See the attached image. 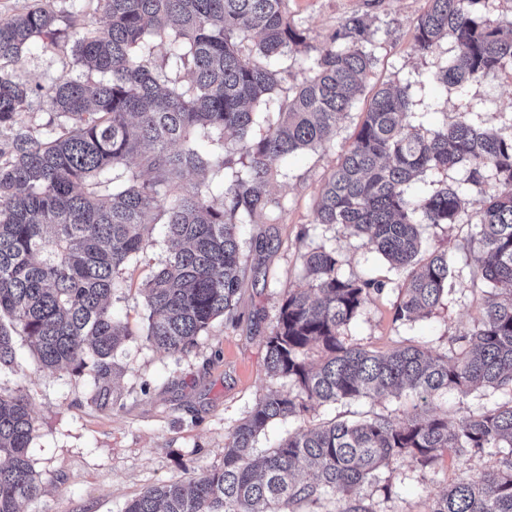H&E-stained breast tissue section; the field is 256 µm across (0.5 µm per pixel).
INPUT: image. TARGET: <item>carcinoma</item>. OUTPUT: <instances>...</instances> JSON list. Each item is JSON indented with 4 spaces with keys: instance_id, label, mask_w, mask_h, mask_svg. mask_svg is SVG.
Here are the masks:
<instances>
[{
    "instance_id": "obj_1",
    "label": "carcinoma",
    "mask_w": 512,
    "mask_h": 512,
    "mask_svg": "<svg viewBox=\"0 0 512 512\" xmlns=\"http://www.w3.org/2000/svg\"><path fill=\"white\" fill-rule=\"evenodd\" d=\"M480 0H428L414 26L426 54L452 38L456 55L434 75L445 87L512 68V27L489 24ZM100 30L73 28L77 64L97 81L62 78L47 92L49 135H33L20 116L33 90L8 66L35 39L63 37L43 2L0 20V371L19 367L15 337L38 364L89 374L108 398L117 351L132 335L112 315V295L150 244V224L165 226L173 250L143 292L145 339L171 355L187 352L219 318L233 319L247 256L240 229L280 208L266 190L271 161L331 142L368 83L372 56L365 17L353 15L313 44L285 0H99ZM168 39L186 83L171 84L152 43ZM299 54L309 76L288 87L277 121L257 137L259 107L283 90L279 61ZM408 87L383 85L366 106L348 151L326 177L316 223L340 226L407 273L395 320L428 317L448 292V252L422 248L421 226L456 224L466 199L451 185L407 194L430 170L467 168V181L490 171L501 187L481 208L468 241L475 278L491 289L482 318L446 354L408 341L386 352L347 342L345 331L384 283L345 277L336 252L300 254L305 288L289 289L264 341L269 374L294 389L255 404L224 443V465L155 486L125 512H302L331 495L328 512H377L355 493L381 470L408 460L426 468L496 450L490 474H462L427 512H512V398L448 419L418 408L396 424L375 413L301 425L253 459L270 423L317 404L379 401L407 391L425 405L479 387L512 391V138L459 119L433 130L405 121ZM139 170H116L128 160ZM214 166L232 170L216 203L193 182ZM315 350L319 364L305 356ZM33 418L22 395H0V512H20L39 492L29 448Z\"/></svg>"
}]
</instances>
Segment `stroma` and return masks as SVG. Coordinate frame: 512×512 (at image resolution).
Wrapping results in <instances>:
<instances>
[{"instance_id": "obj_1", "label": "stroma", "mask_w": 512, "mask_h": 512, "mask_svg": "<svg viewBox=\"0 0 512 512\" xmlns=\"http://www.w3.org/2000/svg\"><path fill=\"white\" fill-rule=\"evenodd\" d=\"M50 5L65 38L54 45L33 41L12 70L17 82L43 89L22 116L36 134L44 132L49 119L45 89L61 78H90L73 59L71 23L89 29L102 25L97 0H82L77 7L72 0H50ZM287 6L295 24L314 43L324 41L349 16L365 17L370 29L365 49L373 57L368 86L408 87L412 124L434 128L464 118L512 137V70L503 69L459 91L434 78L455 56L453 39L443 40L428 54L415 50L414 25L428 0H287ZM75 7L80 10L76 16L71 13ZM368 100L365 94L356 100L327 148L272 161L277 179L271 191L282 208L265 227L266 276L247 277L234 321L217 320L179 356L145 341L146 306L139 289L168 255V243L157 228L151 245L131 263L125 286L112 297L113 315L127 322L132 334L115 356L117 375L108 399L93 401L90 376L40 368L25 342H18L20 365L0 373V394L24 395L34 419L29 456L40 492L25 502L23 512H124L131 499L151 487L222 467L224 442L234 426L257 400L290 386L288 380L269 375L263 344L288 289L305 283L299 256L306 250H334L342 274L385 284L383 293L372 296L348 326L349 343L385 352L413 339L441 354L480 320L487 289L474 279L476 256L467 242L476 232L484 201L500 190L492 174L474 185L467 182L465 167L459 166L446 173L429 171L410 185L412 197L432 194L446 183L460 187L468 208L459 223L423 225L424 250L447 251L452 260L450 289L433 314L405 324L394 319L402 273L358 237L316 223L324 180L353 143ZM511 398L504 390H479L464 399L451 392L436 397L430 410L453 417ZM411 409L408 398L317 405L304 417L271 423L258 437L256 449L264 451L305 421L383 413L398 423ZM497 465V455L487 451L462 462L442 459L432 471L407 462L393 471L382 470L379 483L361 485L358 494L373 500L379 512H427L429 504L456 481L461 467L480 474ZM387 484L394 492L389 500L383 492Z\"/></svg>"}]
</instances>
